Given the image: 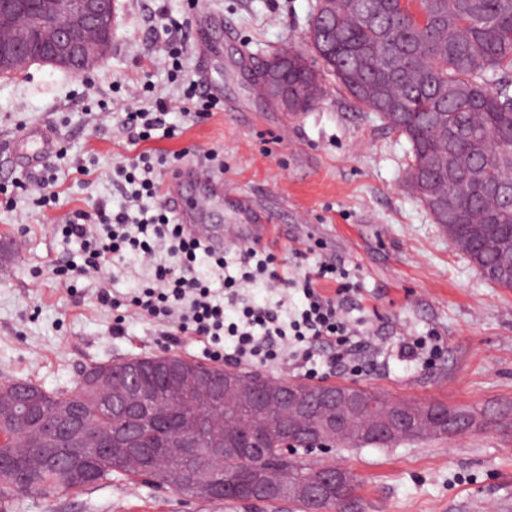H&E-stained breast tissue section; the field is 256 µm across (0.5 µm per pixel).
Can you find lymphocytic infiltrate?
Listing matches in <instances>:
<instances>
[{"mask_svg":"<svg viewBox=\"0 0 512 512\" xmlns=\"http://www.w3.org/2000/svg\"><path fill=\"white\" fill-rule=\"evenodd\" d=\"M170 113V105L161 97L147 106L126 108L121 123L132 153L112 169V186L126 198V206L112 210L101 199L91 210H75L63 226L65 236L83 245L82 277L102 278L110 261L129 252L152 271L150 285L128 304L105 291L98 294L100 303L115 309L124 305L134 314L161 322L166 339L190 335L214 344L211 356L217 360L223 357L217 346L227 337L234 344L233 360L238 364L276 359L312 376L316 370L310 365L311 350L319 343L331 348L332 364L349 363L362 340L360 330L344 317L342 299L354 289L347 269L325 261L314 274L284 278L275 268L273 255L246 245L236 252L237 277L224 280L228 301L212 295L208 280L195 267L206 245L170 219L161 198V169L167 156L139 148L156 131L175 136L177 127L169 122ZM264 278L277 281L283 290L302 291L306 308L239 303V296ZM327 285L333 287V294L324 293Z\"/></svg>","mask_w":512,"mask_h":512,"instance_id":"1","label":"lymphocytic infiltrate"}]
</instances>
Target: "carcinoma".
I'll return each mask as SVG.
<instances>
[{"label": "carcinoma", "mask_w": 512, "mask_h": 512, "mask_svg": "<svg viewBox=\"0 0 512 512\" xmlns=\"http://www.w3.org/2000/svg\"><path fill=\"white\" fill-rule=\"evenodd\" d=\"M313 51L336 83L358 104L379 115L387 127L410 145L406 186L424 204L434 223L453 244L500 288L512 289V0H318L307 32ZM288 59L281 79L288 96L309 112L324 95L315 64L295 49L281 50ZM139 385L149 396L148 414L176 412L187 417L218 419L225 431L240 428L241 419L222 408L174 394L150 368ZM25 421H16L0 401V493L17 490L46 494L79 491L114 473L147 477L182 492L169 472L166 451L180 433L142 425L146 447L156 449L153 463L127 464L118 449L107 453L92 436L74 446L71 435L47 425L59 409L77 398L84 406L88 431L118 430L117 406L102 400L98 389L78 381L72 390H41ZM489 424L512 427V411L486 409ZM369 416L346 419L342 445H377L367 433ZM254 451L207 462L200 476L221 478L225 501L238 479L267 467L284 482L305 478L313 468L300 460L283 461L265 444L263 421L245 434Z\"/></svg>", "instance_id": "1"}]
</instances>
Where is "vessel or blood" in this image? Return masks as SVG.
Returning a JSON list of instances; mask_svg holds the SVG:
<instances>
[{"label": "vessel or blood", "instance_id": "b4317fda", "mask_svg": "<svg viewBox=\"0 0 512 512\" xmlns=\"http://www.w3.org/2000/svg\"><path fill=\"white\" fill-rule=\"evenodd\" d=\"M223 18L217 17L197 25L194 40L202 61V82L212 96H221L224 92L222 64L213 59L209 51L210 35L213 30L222 28ZM24 142L28 147L25 154L26 167L41 164L54 150L55 140L44 129L29 131ZM195 182L199 192L194 197H187L183 192L186 182ZM224 199V183L210 175L202 166L195 165L174 172L165 187V201L174 213L177 221L184 224L186 230L194 237L210 243L214 248H223L225 240L233 237L234 229H223L210 224L208 214L214 204Z\"/></svg>", "mask_w": 512, "mask_h": 512}]
</instances>
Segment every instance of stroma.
Masks as SVG:
<instances>
[{
  "label": "stroma",
  "instance_id": "35a3bbf8",
  "mask_svg": "<svg viewBox=\"0 0 512 512\" xmlns=\"http://www.w3.org/2000/svg\"><path fill=\"white\" fill-rule=\"evenodd\" d=\"M316 0H120L112 51L90 76L35 63L0 80V174L15 180L0 203V383L30 381L46 390L74 388L91 364L178 355L202 361L204 345L185 336L167 342L161 327L133 317L124 335L110 327L116 310L100 289L125 297L146 271L134 255L103 282L65 287L57 272L79 260L80 246L61 233L72 211L99 199L119 206L109 174L127 156L118 116L143 80L170 99L179 133L151 147L180 154V166L224 159L222 206L213 221L241 229L226 244L274 254L285 274L314 272L322 258L344 263L357 292L348 317L370 334L360 375L338 368L328 383H357L393 397L455 406L512 408V290L487 281L456 250L404 183L409 144L377 113L355 104L324 75V97L304 117L288 118L257 93L256 64L271 52L307 50ZM203 13L223 17L212 46L224 67V103L201 122L182 113L179 83L162 62L164 43L149 17ZM37 126L52 128L62 154L50 157L56 204L37 206L13 141ZM88 166L91 176L77 174ZM434 332L433 363L404 362L400 342ZM330 461L356 478L342 512H512V428L490 426L448 440L389 447H335ZM0 512H300L288 502H213L182 496L142 477L112 475L77 492H14Z\"/></svg>",
  "mask_w": 512,
  "mask_h": 512
}]
</instances>
